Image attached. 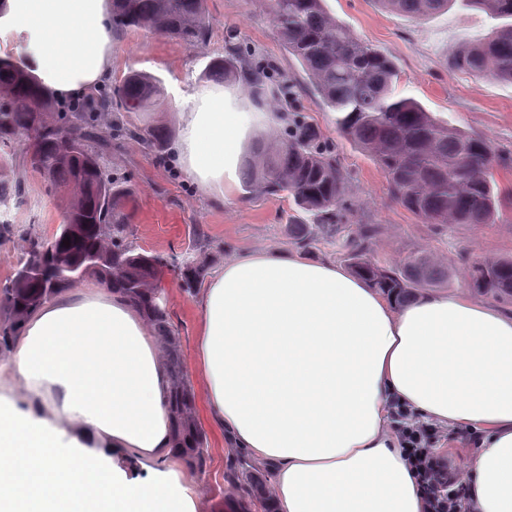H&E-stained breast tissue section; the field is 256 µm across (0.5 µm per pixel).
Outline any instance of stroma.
Wrapping results in <instances>:
<instances>
[{"instance_id": "stroma-1", "label": "stroma", "mask_w": 512, "mask_h": 512, "mask_svg": "<svg viewBox=\"0 0 512 512\" xmlns=\"http://www.w3.org/2000/svg\"><path fill=\"white\" fill-rule=\"evenodd\" d=\"M326 6L337 20L395 62L396 94L415 99L450 126L490 141L497 153L498 185L512 192V84L448 67L459 43L487 36L492 20L464 7L461 0H452L448 10L423 19L390 12L377 0H326ZM206 10L208 37L193 47L135 28L113 29L112 73L106 87L117 88L127 75L138 72L156 78L160 94L153 111L127 112L115 105L93 118L100 134L111 142L103 153L104 167L132 193L126 207L129 241L139 252L163 256L168 262L159 271L157 284L163 290L169 325L180 340L194 418L206 437V474L197 476L179 457L171 467L195 489L197 512H261V493L270 481V470L255 465L253 480L246 481L237 478L230 466L232 450L204 406L196 342L197 296L182 287L172 264L192 251L200 231L214 247L217 265L255 249L294 248L288 224L296 207L292 197L253 198L243 188L227 200L210 196L186 180L168 150L130 138L127 129L162 128L175 136L176 97L203 83L206 68L224 56L231 40L252 62L270 64L271 82L292 88L289 100L275 101L249 94L244 80L229 83L241 106L250 110L252 126L262 128L268 112L296 113L333 144L348 179L345 224L353 232L364 224L377 229L368 253L371 261L400 265L414 255L430 256L448 272L439 291L511 311L512 298L472 288L469 270L486 261L512 258V206L505 207L493 224L423 223L392 198L376 162L340 134L330 108L277 39L262 0H206ZM23 177L25 194L5 208L10 226L0 236V287L14 277L29 238L52 237L68 207V195L52 190L38 172L25 169Z\"/></svg>"}]
</instances>
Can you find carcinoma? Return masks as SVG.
<instances>
[{"label": "carcinoma", "mask_w": 512, "mask_h": 512, "mask_svg": "<svg viewBox=\"0 0 512 512\" xmlns=\"http://www.w3.org/2000/svg\"><path fill=\"white\" fill-rule=\"evenodd\" d=\"M389 11L416 18L429 17L448 8L451 0H378ZM494 22L489 35L458 47L450 65L461 71L512 83V0H462ZM278 38L289 54L303 65L308 79L325 104L344 114L337 120L343 136L367 153L381 168L394 199L426 224H492L504 197L496 190L493 145L436 119L420 103L395 94L397 70L393 61L360 39L325 7V0H265ZM112 25L142 29L174 37L193 46L209 34L204 0H112ZM246 75L252 95L289 97V86L267 85L269 65L255 64L230 43L227 56L212 61L205 76L216 81ZM159 92L157 80L133 73L118 87L120 106L127 112H143ZM112 94L99 90L73 107L67 121L49 111L47 98L31 79L10 63L0 60V146L11 147L17 137L35 131L29 162L54 188H64L72 198L67 211L71 228L50 239L34 237L22 264L51 271L57 261L53 246L74 264L86 265L96 257L86 275L107 283L141 310L166 345L165 367L170 376L177 433L193 440L190 455L196 471L205 474L206 437L192 416L193 401L184 373L179 342L168 325L166 312L152 306L157 288L156 266L167 265L160 255L136 252L127 238L123 200L127 191L110 178L100 153L86 148L89 141L105 144L89 117L94 105L106 107ZM131 138L160 148L162 129L148 135L127 130ZM16 158L0 154V203L25 193L24 182L8 177ZM244 186L255 197L284 193L310 219L289 222L292 239L304 248L334 243L346 254L351 270L396 301H405L412 290L447 281L448 273L423 257L414 256L401 267L367 263L368 243L377 228L365 224L356 234L345 233L343 197L346 177L333 148L311 124L297 120L286 136L259 139L244 172ZM70 238V246L63 239ZM199 253L176 265L182 287L197 289L208 274L212 258L197 240ZM473 286L498 297L512 296V258L473 266ZM74 281L65 276L41 283L11 280L4 286L0 304L9 317L0 325V352L10 351L21 322L48 298Z\"/></svg>", "instance_id": "cac0c4a2"}]
</instances>
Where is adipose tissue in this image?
Wrapping results in <instances>:
<instances>
[{
	"label": "adipose tissue",
	"instance_id": "ef3b65f1",
	"mask_svg": "<svg viewBox=\"0 0 512 512\" xmlns=\"http://www.w3.org/2000/svg\"><path fill=\"white\" fill-rule=\"evenodd\" d=\"M112 0H0L13 60L67 100L109 76ZM169 152L206 193L234 195L255 135L235 95L177 103ZM205 405L216 428L273 473L271 512H424L416 469L388 428L399 401L479 433L465 512H512V311L424 290L400 304L338 264L251 251L196 302ZM0 394V512H195L163 466L173 442L160 340L121 294L67 288L27 317ZM153 462L129 482L112 458Z\"/></svg>",
	"mask_w": 512,
	"mask_h": 512
}]
</instances>
